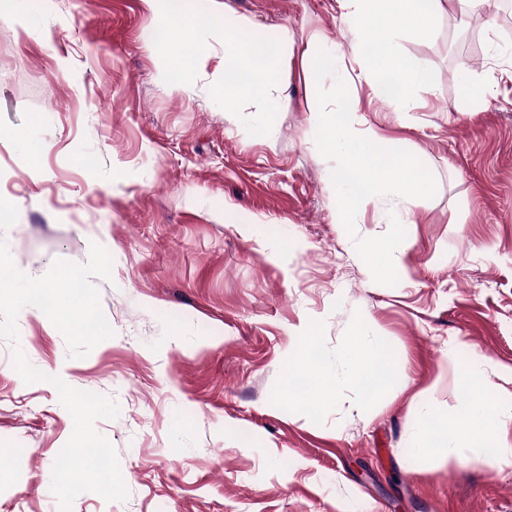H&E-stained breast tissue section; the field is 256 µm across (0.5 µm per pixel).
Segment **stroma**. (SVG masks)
Here are the masks:
<instances>
[{
    "instance_id": "stroma-1",
    "label": "stroma",
    "mask_w": 512,
    "mask_h": 512,
    "mask_svg": "<svg viewBox=\"0 0 512 512\" xmlns=\"http://www.w3.org/2000/svg\"><path fill=\"white\" fill-rule=\"evenodd\" d=\"M512 0L403 37L426 62L397 111L351 43L346 0H184L194 28L154 36L168 0H8L0 9V240L32 277L55 260H113L97 279L113 330L86 357L19 313L44 380L24 383L0 339V512H60L51 491L73 431L51 377L115 400L122 502L72 512H512ZM273 43L277 82L225 111L224 29ZM330 53L353 129L417 156L437 194L414 215L358 211L356 237L397 216L399 282H373L338 222L315 145L313 59ZM205 65H195L199 54ZM483 83L470 97L460 66ZM277 109H270V101ZM341 397L303 406L289 382L306 338ZM395 355L373 395L347 380L353 340ZM471 366L499 393L494 465L414 457L425 414L450 418Z\"/></svg>"
}]
</instances>
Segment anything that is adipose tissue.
Segmentation results:
<instances>
[{"label": "adipose tissue", "instance_id": "1", "mask_svg": "<svg viewBox=\"0 0 512 512\" xmlns=\"http://www.w3.org/2000/svg\"><path fill=\"white\" fill-rule=\"evenodd\" d=\"M354 3V25L358 32L354 52L380 80H392L399 85V105L409 112L414 109L415 101L408 96V87L428 84L431 70L424 62L407 57L397 31L408 26L414 34H428L440 13L466 18L483 12L488 0H354ZM375 27L384 29L385 37L368 38V31ZM224 42L232 47L231 52L224 55V72L229 76L224 84V109L231 112L235 109V92L266 94L276 75L268 68L266 58H252L239 52L238 47L243 43L239 27L225 26ZM361 349V342H353L348 350V361L355 364ZM392 373L393 359L386 347L380 346L373 351L368 364L362 367L355 364L352 376L359 384L370 385L376 391L389 383ZM459 390L466 401L451 418L450 425L456 430L454 441L444 439L450 425L428 420L416 443V453L446 463L455 461L463 449L480 462L499 459L503 451L497 447L496 438L504 424L494 414L498 404L496 394L468 368L459 377Z\"/></svg>", "mask_w": 512, "mask_h": 512}]
</instances>
